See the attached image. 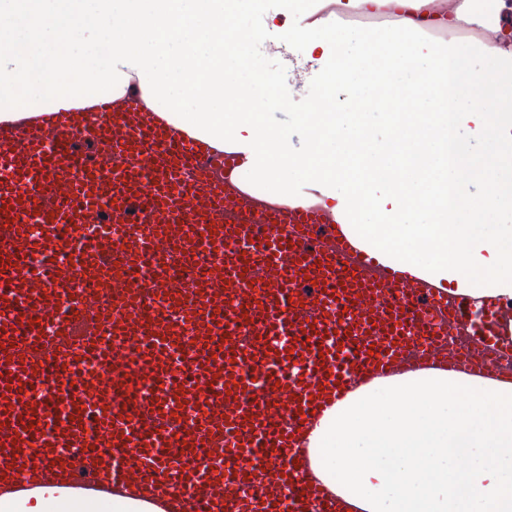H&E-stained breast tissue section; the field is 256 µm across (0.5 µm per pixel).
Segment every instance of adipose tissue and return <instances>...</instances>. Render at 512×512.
Listing matches in <instances>:
<instances>
[{
  "mask_svg": "<svg viewBox=\"0 0 512 512\" xmlns=\"http://www.w3.org/2000/svg\"><path fill=\"white\" fill-rule=\"evenodd\" d=\"M403 8L392 31H359L346 69L326 19L303 11L277 39L265 28L240 30L232 19L245 0H0V123L43 112H70L140 94L173 126L215 149L230 147L241 168L276 180L281 198L305 205L295 178L312 180L332 215L351 217L344 230L389 263L437 286L512 302V224H487L493 210L512 211V167L479 156L473 143L512 144V33L490 20L504 0H462L440 25L467 22L487 31L485 69L467 49H431L418 40L416 13L429 0H347L367 12ZM274 41L282 67L261 83L300 82L335 92L333 116L301 115L306 148L262 113L242 109L252 86L236 70L255 45ZM306 46L295 54L294 44ZM389 63L377 67L376 49ZM493 183L471 191L475 177ZM386 187L377 204L372 185ZM369 216L366 224L358 216ZM178 503L135 485L111 493L47 479L0 493V512H177Z\"/></svg>",
  "mask_w": 512,
  "mask_h": 512,
  "instance_id": "obj_1",
  "label": "adipose tissue"
}]
</instances>
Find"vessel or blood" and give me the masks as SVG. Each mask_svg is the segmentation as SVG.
I'll return each mask as SVG.
<instances>
[{"instance_id": "b4317fda", "label": "vessel or blood", "mask_w": 512, "mask_h": 512, "mask_svg": "<svg viewBox=\"0 0 512 512\" xmlns=\"http://www.w3.org/2000/svg\"><path fill=\"white\" fill-rule=\"evenodd\" d=\"M204 160L232 162L109 103L0 126V463L48 471L79 448L96 488L306 512L321 493L291 450L313 414L403 356L447 366L439 337L494 347L512 316L382 263L323 212L243 207L223 179H187ZM103 263L95 304L79 283ZM151 289L179 328L135 316ZM95 305L118 337L80 377L72 327Z\"/></svg>"}]
</instances>
